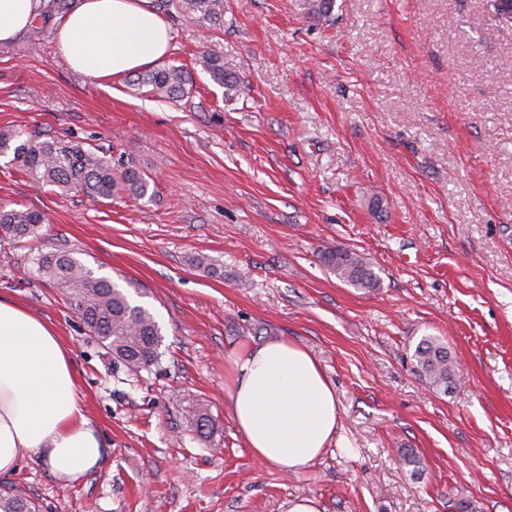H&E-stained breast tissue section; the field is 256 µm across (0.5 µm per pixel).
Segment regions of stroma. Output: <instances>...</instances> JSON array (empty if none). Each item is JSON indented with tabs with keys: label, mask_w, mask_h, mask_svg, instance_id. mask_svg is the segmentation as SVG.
Returning <instances> with one entry per match:
<instances>
[{
	"label": "stroma",
	"mask_w": 512,
	"mask_h": 512,
	"mask_svg": "<svg viewBox=\"0 0 512 512\" xmlns=\"http://www.w3.org/2000/svg\"><path fill=\"white\" fill-rule=\"evenodd\" d=\"M167 22L166 63L194 76L175 105L128 73L73 72L53 29L0 45V128L124 154L152 191L60 194L0 157V207L45 218L40 242L0 239V297L53 325L105 447L67 484L22 453L0 490L38 512H512V27L488 0H335L320 22L294 0H224L223 26ZM208 46L235 86L202 70ZM336 247L379 286L339 280ZM58 248L132 284L163 333L152 371L115 368L38 274ZM424 335L447 343L454 392L415 373ZM276 337L319 362L345 442L288 475L252 458L224 389L225 355Z\"/></svg>",
	"instance_id": "35a3bbf8"
}]
</instances>
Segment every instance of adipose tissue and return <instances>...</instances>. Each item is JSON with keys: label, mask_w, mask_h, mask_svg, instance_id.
<instances>
[{"label": "adipose tissue", "mask_w": 512, "mask_h": 512, "mask_svg": "<svg viewBox=\"0 0 512 512\" xmlns=\"http://www.w3.org/2000/svg\"><path fill=\"white\" fill-rule=\"evenodd\" d=\"M148 0H76L55 30L69 65L95 80L163 59L167 24ZM39 0H0V43L27 30ZM232 416L253 458L288 474L315 462L340 427L336 392L318 361L285 338L243 344L224 359ZM40 455L54 479L77 481L104 447L77 396L71 353L54 328L0 298V474L22 451Z\"/></svg>", "instance_id": "1"}]
</instances>
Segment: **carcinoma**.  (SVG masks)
I'll return each instance as SVG.
<instances>
[{
	"mask_svg": "<svg viewBox=\"0 0 512 512\" xmlns=\"http://www.w3.org/2000/svg\"><path fill=\"white\" fill-rule=\"evenodd\" d=\"M335 0H296L301 15L313 22L327 18ZM75 0H47L43 20L65 15ZM153 8L186 20L219 25L224 22V0H154ZM198 62L218 85L231 86L234 73L224 66L214 49L200 51ZM136 84L151 87L164 101L177 102L189 94L191 72L182 66H164L138 75ZM12 154L13 164L41 187L56 188L62 194L82 192L93 200L145 197L149 176L124 156L109 159L82 143L63 139H41L16 126L0 128V156ZM43 216L25 206L0 207V238L23 240L41 235ZM325 263L336 276L356 287L375 288L379 283L373 269L359 255L336 248L323 253ZM38 273L66 295L71 310L90 335L112 355L128 375L138 377L158 365L163 335L151 311L131 303L119 285L96 278L72 254L63 249L39 253L34 258ZM415 371L433 389L444 394L457 385L448 344L438 336H423L415 345ZM0 512H35L25 494L15 488L0 495Z\"/></svg>",
	"mask_w": 512,
	"mask_h": 512,
	"instance_id": "1",
	"label": "carcinoma"
}]
</instances>
